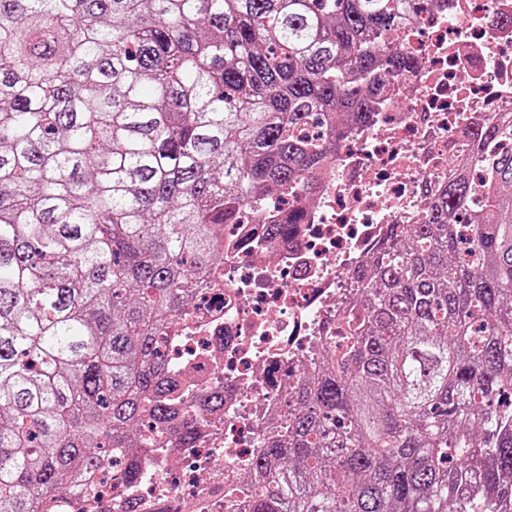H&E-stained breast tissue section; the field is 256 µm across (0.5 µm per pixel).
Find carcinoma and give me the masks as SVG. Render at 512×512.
I'll list each match as a JSON object with an SVG mask.
<instances>
[{"label":"carcinoma","mask_w":512,"mask_h":512,"mask_svg":"<svg viewBox=\"0 0 512 512\" xmlns=\"http://www.w3.org/2000/svg\"><path fill=\"white\" fill-rule=\"evenodd\" d=\"M415 0H0V512L192 445L163 335L219 226L306 191ZM512 114L394 228L248 512H512Z\"/></svg>","instance_id":"obj_1"}]
</instances>
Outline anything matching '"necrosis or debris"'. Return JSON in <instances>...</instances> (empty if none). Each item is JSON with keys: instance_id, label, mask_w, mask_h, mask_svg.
I'll return each mask as SVG.
<instances>
[{"instance_id": "4bbe7bcc", "label": "necrosis or debris", "mask_w": 512, "mask_h": 512, "mask_svg": "<svg viewBox=\"0 0 512 512\" xmlns=\"http://www.w3.org/2000/svg\"><path fill=\"white\" fill-rule=\"evenodd\" d=\"M396 40L413 68L390 76L329 152L303 223L273 233L288 213L275 199L225 225L223 262L168 331L180 398L220 392L223 412L198 410L194 447L160 449L132 491L59 495L41 512H119L129 495L142 512H245L247 462L318 366L376 245L393 225L422 223L471 134L512 112V0H433Z\"/></svg>"}]
</instances>
